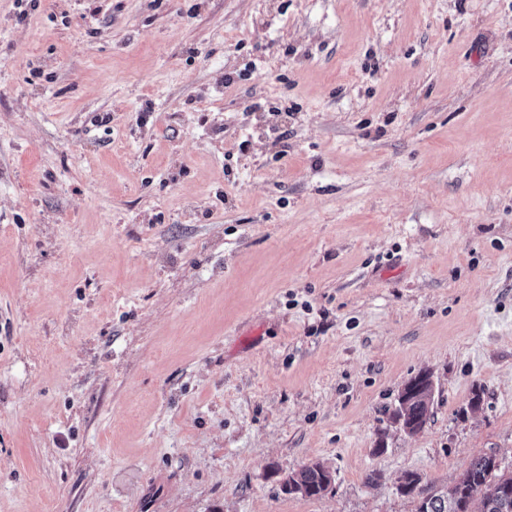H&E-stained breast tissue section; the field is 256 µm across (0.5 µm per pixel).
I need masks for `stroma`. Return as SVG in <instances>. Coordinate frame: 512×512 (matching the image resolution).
<instances>
[{"label":"stroma","instance_id":"1","mask_svg":"<svg viewBox=\"0 0 512 512\" xmlns=\"http://www.w3.org/2000/svg\"><path fill=\"white\" fill-rule=\"evenodd\" d=\"M481 454L512 0H0V512H416ZM407 394L401 393L399 396V412L402 416L405 417V422L408 425H416L414 428L419 427L420 429L424 425L427 414L429 412V402L420 396L419 393L410 394L404 400L402 397ZM413 427H405V429L409 432H413ZM329 472L322 464L312 462L290 475V482L306 497H315L324 493Z\"/></svg>","mask_w":512,"mask_h":512}]
</instances>
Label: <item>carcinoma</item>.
<instances>
[{
  "instance_id": "1",
  "label": "carcinoma",
  "mask_w": 512,
  "mask_h": 512,
  "mask_svg": "<svg viewBox=\"0 0 512 512\" xmlns=\"http://www.w3.org/2000/svg\"><path fill=\"white\" fill-rule=\"evenodd\" d=\"M429 412V402L415 393L399 400V413L408 425L422 427ZM329 472L322 464L312 462L290 475V482L306 497L324 493ZM503 486L512 487V467L502 465L494 454H483L473 459L462 477L445 492L430 494L427 500L428 512H455V498L481 496L482 512H512V496H488V489Z\"/></svg>"
}]
</instances>
